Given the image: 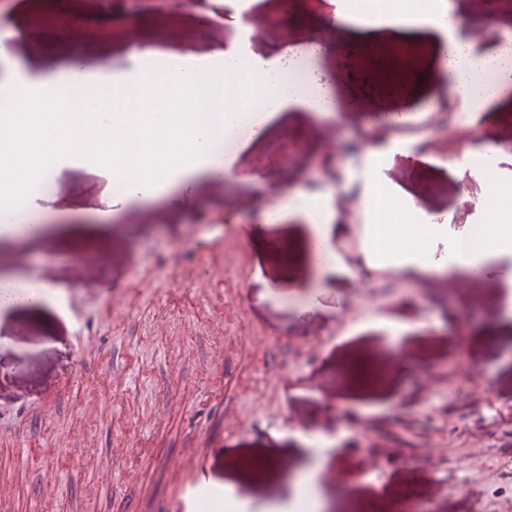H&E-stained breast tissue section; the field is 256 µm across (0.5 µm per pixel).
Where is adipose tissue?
Wrapping results in <instances>:
<instances>
[{"label":"adipose tissue","instance_id":"obj_1","mask_svg":"<svg viewBox=\"0 0 512 512\" xmlns=\"http://www.w3.org/2000/svg\"><path fill=\"white\" fill-rule=\"evenodd\" d=\"M340 18L356 26L363 44L385 28L405 41L433 40L448 60L451 91L465 101L473 95L478 68L496 58L494 48L462 36L450 0H361L357 6L346 0ZM139 55L162 61V68L133 82L88 70L55 78L9 74L5 86L12 95L0 99V154H9L11 168L0 177V205L22 209L24 222L33 223L30 203L53 200L55 176L65 158L92 160L118 183L146 195L218 166L212 145L238 132L241 111L266 98L271 80L281 73L277 61L253 57L241 48L225 52L220 71L213 69L211 57L178 54L159 45L140 49ZM157 88L166 101L158 120L151 115ZM39 96L44 112L38 126L30 128L20 118ZM292 196L300 202V214L312 221V285L319 288L337 269L335 228L329 220L313 218L322 208L321 197L301 186ZM486 205L493 222L476 225L455 240L448 272L473 275L512 252V225L507 222L512 186L492 182ZM368 207L373 253L413 275L436 271L428 243L445 232V225L416 209L410 194L399 187H377Z\"/></svg>","mask_w":512,"mask_h":512}]
</instances>
